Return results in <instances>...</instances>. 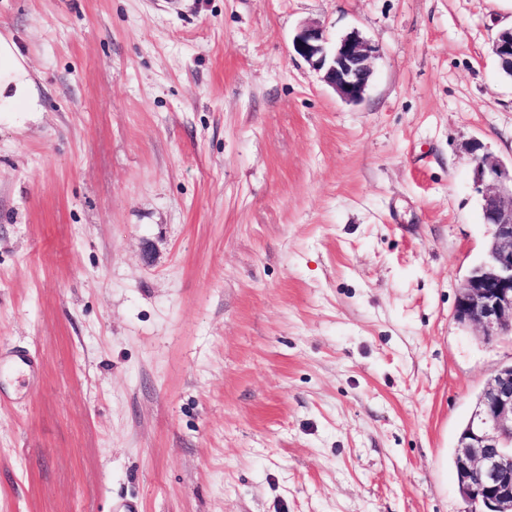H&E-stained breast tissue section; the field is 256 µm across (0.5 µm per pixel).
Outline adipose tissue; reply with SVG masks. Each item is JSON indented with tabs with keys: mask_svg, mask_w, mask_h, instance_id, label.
Here are the masks:
<instances>
[{
	"mask_svg": "<svg viewBox=\"0 0 512 512\" xmlns=\"http://www.w3.org/2000/svg\"><path fill=\"white\" fill-rule=\"evenodd\" d=\"M42 109L19 48L12 39L0 36V123H17L23 114Z\"/></svg>",
	"mask_w": 512,
	"mask_h": 512,
	"instance_id": "obj_1",
	"label": "adipose tissue"
}]
</instances>
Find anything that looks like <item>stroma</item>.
<instances>
[{"mask_svg":"<svg viewBox=\"0 0 512 512\" xmlns=\"http://www.w3.org/2000/svg\"><path fill=\"white\" fill-rule=\"evenodd\" d=\"M380 56L352 104L305 22ZM512 0H0V512H467L512 335L454 318ZM492 52L502 68L512 70V27L500 30L492 44ZM43 109L19 48L12 39L0 36V123L15 124L22 113Z\"/></svg>","mask_w":512,"mask_h":512,"instance_id":"35a3bbf8","label":"stroma"}]
</instances>
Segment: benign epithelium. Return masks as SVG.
<instances>
[{
  "label": "benign epithelium",
  "instance_id": "1",
  "mask_svg": "<svg viewBox=\"0 0 512 512\" xmlns=\"http://www.w3.org/2000/svg\"><path fill=\"white\" fill-rule=\"evenodd\" d=\"M292 46L341 99L364 100L379 51L359 33L332 43L323 26L305 23ZM492 52L501 67L512 70V27L497 33ZM480 149L474 145L471 161L491 237L483 271L469 274L458 288L455 316L491 342L512 334V168ZM455 471L468 512H512V365L495 373L474 404L455 447Z\"/></svg>",
  "mask_w": 512,
  "mask_h": 512
}]
</instances>
